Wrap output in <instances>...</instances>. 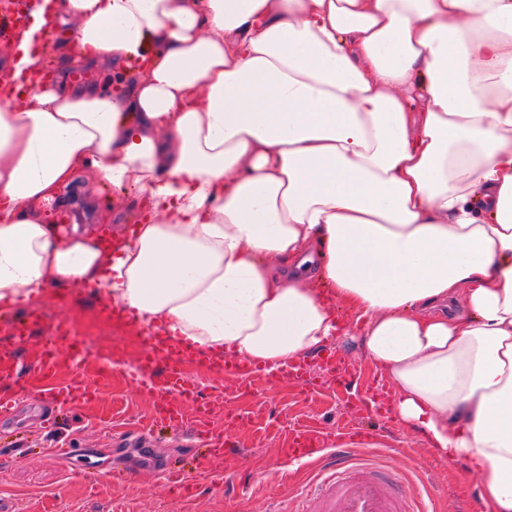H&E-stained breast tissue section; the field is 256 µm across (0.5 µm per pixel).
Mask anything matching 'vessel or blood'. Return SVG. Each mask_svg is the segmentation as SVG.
Instances as JSON below:
<instances>
[{"label":"vessel or blood","instance_id":"b4317fda","mask_svg":"<svg viewBox=\"0 0 512 512\" xmlns=\"http://www.w3.org/2000/svg\"><path fill=\"white\" fill-rule=\"evenodd\" d=\"M148 365L128 369V377L147 394L154 411L144 425L145 431L157 427L184 428L203 437L207 454L194 470L175 472L168 462L152 457L146 467L164 476L181 496L192 493L198 480L205 476L211 461L236 453V433L246 414L232 405L224 407V430L214 432L209 422L210 402L204 391V377L185 376L181 367L188 362L202 363V356L193 350L176 346L166 339L150 336L146 339ZM213 369L231 375L237 383L265 376L264 367L229 358L212 361ZM278 377L305 382L311 391L327 387L350 389L356 375L348 370L340 353L317 355L315 360L300 359L286 364ZM96 394L94 385L77 376L62 387L45 386L38 396L44 403L61 408L86 404ZM387 393L382 386H371L367 396L359 398L358 409L367 415H382ZM367 433L330 431L324 428L308 431L293 428L288 433L287 447L278 449V461L288 467L298 462L324 466L326 476L305 494L309 512H420L418 498L408 497L402 490V470L394 459H379L369 447Z\"/></svg>","mask_w":512,"mask_h":512}]
</instances>
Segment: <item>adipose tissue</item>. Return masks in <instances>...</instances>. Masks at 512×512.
Segmentation results:
<instances>
[{"instance_id": "1", "label": "adipose tissue", "mask_w": 512, "mask_h": 512, "mask_svg": "<svg viewBox=\"0 0 512 512\" xmlns=\"http://www.w3.org/2000/svg\"><path fill=\"white\" fill-rule=\"evenodd\" d=\"M0 70V308L80 287L274 371L362 343L512 512V0H30ZM97 83L46 79L49 31ZM147 216L103 249L80 172Z\"/></svg>"}]
</instances>
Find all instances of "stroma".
I'll list each match as a JSON object with an SVG mask.
<instances>
[{
	"mask_svg": "<svg viewBox=\"0 0 512 512\" xmlns=\"http://www.w3.org/2000/svg\"><path fill=\"white\" fill-rule=\"evenodd\" d=\"M67 207L73 223L97 232L108 230L115 239L126 236L140 216L135 195L119 196L104 186L90 194L74 188ZM107 307V301L79 288L49 290L37 305L43 320L22 344L13 333L15 319L0 317V344H15L23 365L20 385L30 392L47 382L62 386L77 370L96 379L94 360L78 366L64 352L50 377H43L39 354L56 325L83 330L86 316ZM341 317L343 337L332 347L347 355L359 386H366L380 374L363 351L362 324L351 312H342ZM251 396L258 402L260 420L239 430V456L212 464L209 476L182 498L148 472L131 483L107 475L115 448L137 446L134 424L152 410L151 401L120 373H113L105 394L67 413L51 429L41 428L45 409L30 395L20 401L11 419L0 420V512H44L51 504L57 512H305L301 488L315 472L301 463L281 474L277 449L295 424L331 427L352 419L361 429L376 433L379 454L397 459L409 471L410 486L421 494L426 512H478V490L469 464L435 461L420 436L395 417L354 419L350 396L332 389L313 397L304 384L290 379L259 380ZM60 442L83 449V456L63 463L49 457L47 448ZM228 475L236 478L230 490L224 487Z\"/></svg>",
	"mask_w": 512,
	"mask_h": 512,
	"instance_id": "1",
	"label": "stroma"
}]
</instances>
